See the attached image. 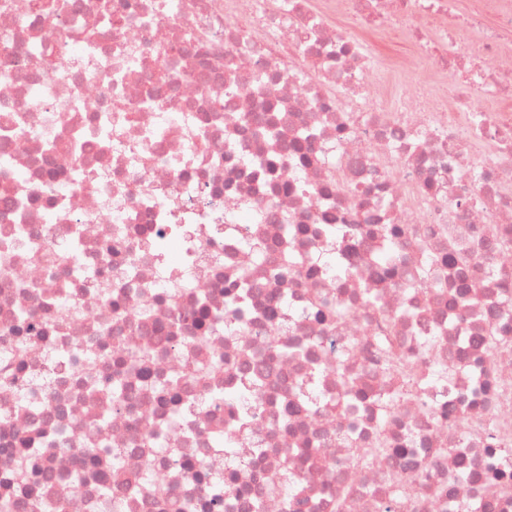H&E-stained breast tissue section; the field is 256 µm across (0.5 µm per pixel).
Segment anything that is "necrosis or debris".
Listing matches in <instances>:
<instances>
[{
  "instance_id": "necrosis-or-debris-1",
  "label": "necrosis or debris",
  "mask_w": 512,
  "mask_h": 512,
  "mask_svg": "<svg viewBox=\"0 0 512 512\" xmlns=\"http://www.w3.org/2000/svg\"><path fill=\"white\" fill-rule=\"evenodd\" d=\"M40 1L0 0V500L512 512V0Z\"/></svg>"
}]
</instances>
